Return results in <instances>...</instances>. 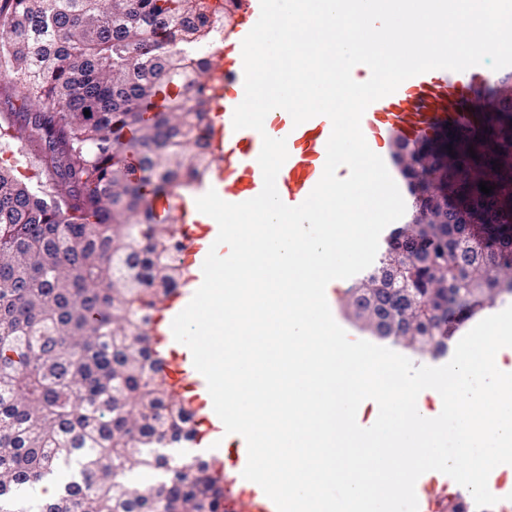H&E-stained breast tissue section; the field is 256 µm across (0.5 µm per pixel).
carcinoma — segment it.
<instances>
[{
    "label": "carcinoma",
    "instance_id": "obj_1",
    "mask_svg": "<svg viewBox=\"0 0 512 512\" xmlns=\"http://www.w3.org/2000/svg\"><path fill=\"white\" fill-rule=\"evenodd\" d=\"M208 9L207 0H0V112L9 113L0 150L37 171L24 179L0 165V512H224L207 463L173 467L159 452L189 437L191 414L165 385L152 336L184 266L169 250L182 216L172 208L156 220L152 197L216 165L212 58L198 55L211 39ZM511 80L482 112L495 152L456 133L440 147L399 148L413 197L398 234H422L400 266L415 308L403 324L378 289L367 304L381 321L358 312L394 262L388 242L346 291L348 312L372 335L441 354L444 326L470 299L512 294V177L502 169ZM167 88L176 92L154 110ZM74 466L55 496L23 497ZM135 466L164 477L134 490Z\"/></svg>",
    "mask_w": 512,
    "mask_h": 512
}]
</instances>
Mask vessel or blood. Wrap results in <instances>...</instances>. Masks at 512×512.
<instances>
[{"mask_svg": "<svg viewBox=\"0 0 512 512\" xmlns=\"http://www.w3.org/2000/svg\"><path fill=\"white\" fill-rule=\"evenodd\" d=\"M259 15L260 0H237L224 27V47L218 52L220 63L213 71V188L229 203H241L259 195L263 175L257 158L263 136L269 135L286 141L288 158L278 172L276 187L285 204L296 206L308 197L323 175L332 124L328 117L318 115L297 125L289 113L272 111L265 118L263 131L234 129L233 112L245 95L242 41ZM493 78V72L484 65L461 72L436 69L408 78L395 92L368 106L361 120L363 135L386 167H393L395 145L413 144L443 129L468 133L484 103L482 90ZM172 207L186 212L181 227L185 278L181 288L163 304L161 319L153 330L156 352L166 360L164 375L172 394L193 413L195 442L205 443L208 453L226 458L220 467L224 475L225 512H276L262 488L242 476L248 458L246 443L226 447L225 428L211 410L213 402L205 378L173 353L178 343L172 333V321L203 281L202 266L217 236L218 225L198 211L195 196L161 195L154 201L157 216H164ZM415 491L418 512H445L447 475L426 472L417 480Z\"/></svg>", "mask_w": 512, "mask_h": 512, "instance_id": "1", "label": "vessel or blood"}]
</instances>
